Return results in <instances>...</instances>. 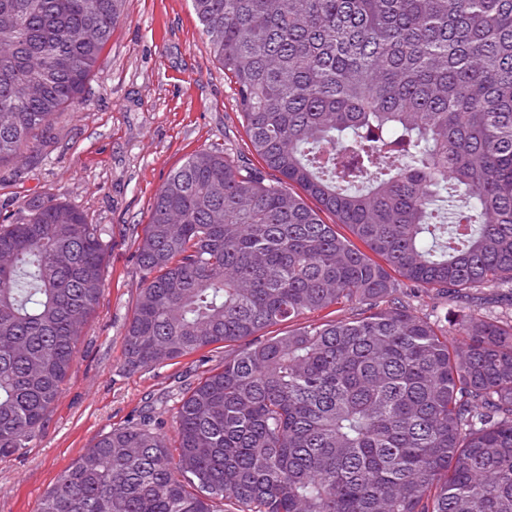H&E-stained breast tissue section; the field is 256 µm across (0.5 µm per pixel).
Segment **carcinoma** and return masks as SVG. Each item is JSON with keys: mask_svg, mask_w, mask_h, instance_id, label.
<instances>
[{"mask_svg": "<svg viewBox=\"0 0 512 512\" xmlns=\"http://www.w3.org/2000/svg\"><path fill=\"white\" fill-rule=\"evenodd\" d=\"M123 2L0 0V164L81 99ZM191 2L275 178L207 149L168 176L124 366L235 350L174 444L150 413L114 428L37 512H512V323L465 312L455 346L396 297L512 289V0ZM108 250L62 201L0 224V460L54 404Z\"/></svg>", "mask_w": 512, "mask_h": 512, "instance_id": "cac0c4a2", "label": "carcinoma"}]
</instances>
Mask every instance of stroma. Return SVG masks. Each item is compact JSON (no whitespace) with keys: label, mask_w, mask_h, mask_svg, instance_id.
Segmentation results:
<instances>
[{"label":"stroma","mask_w":512,"mask_h":512,"mask_svg":"<svg viewBox=\"0 0 512 512\" xmlns=\"http://www.w3.org/2000/svg\"><path fill=\"white\" fill-rule=\"evenodd\" d=\"M203 149L256 166L237 91L215 60L190 0H126L82 100L60 114L37 155L0 165V217L64 201L103 225L112 248L100 302L76 362L29 447L0 461V512H37L45 492L100 435L178 400L224 365L211 347L148 370L124 366L142 286L138 238L168 176Z\"/></svg>","instance_id":"35a3bbf8"}]
</instances>
